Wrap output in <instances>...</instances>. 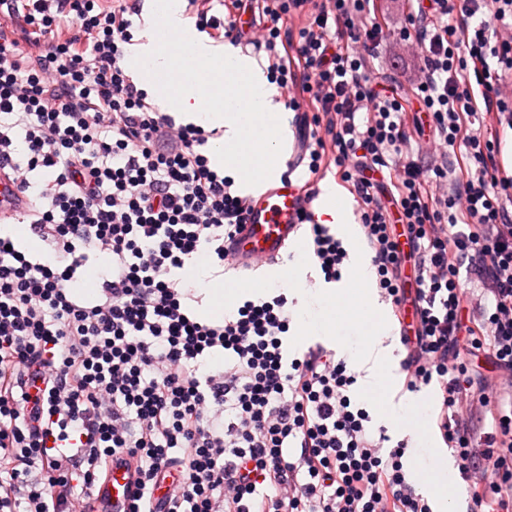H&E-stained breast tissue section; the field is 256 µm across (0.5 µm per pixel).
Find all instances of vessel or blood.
<instances>
[{
  "mask_svg": "<svg viewBox=\"0 0 512 512\" xmlns=\"http://www.w3.org/2000/svg\"><path fill=\"white\" fill-rule=\"evenodd\" d=\"M250 204L244 230L227 246L228 257L243 269L276 264L296 237L301 216L310 213L311 202L293 171L284 170L271 175L267 186L251 197ZM27 208L28 199L17 181L0 168V222L14 223ZM133 490L130 471L116 463L98 493L111 502L113 512H124Z\"/></svg>",
  "mask_w": 512,
  "mask_h": 512,
  "instance_id": "b4317fda",
  "label": "vessel or blood"
}]
</instances>
